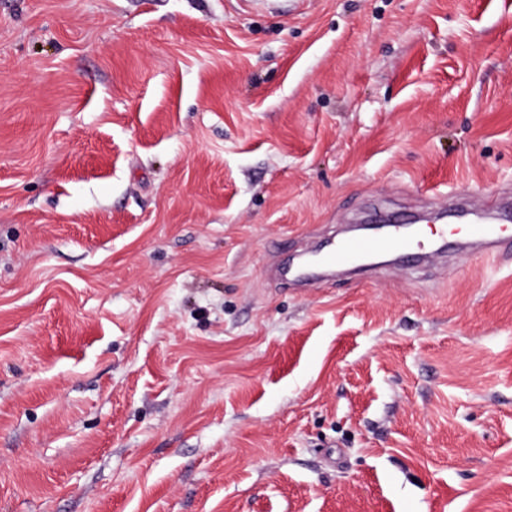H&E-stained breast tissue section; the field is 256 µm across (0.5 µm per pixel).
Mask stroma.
<instances>
[{"label":"stroma","instance_id":"obj_1","mask_svg":"<svg viewBox=\"0 0 512 512\" xmlns=\"http://www.w3.org/2000/svg\"><path fill=\"white\" fill-rule=\"evenodd\" d=\"M461 184L512 0H0V512H512V256L270 272Z\"/></svg>","mask_w":512,"mask_h":512}]
</instances>
